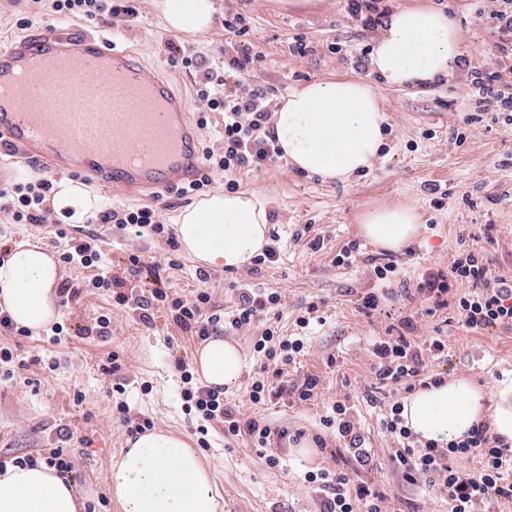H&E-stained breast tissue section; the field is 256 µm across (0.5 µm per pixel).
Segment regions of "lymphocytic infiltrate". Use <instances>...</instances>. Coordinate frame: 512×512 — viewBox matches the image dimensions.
I'll return each mask as SVG.
<instances>
[{
    "label": "lymphocytic infiltrate",
    "mask_w": 512,
    "mask_h": 512,
    "mask_svg": "<svg viewBox=\"0 0 512 512\" xmlns=\"http://www.w3.org/2000/svg\"><path fill=\"white\" fill-rule=\"evenodd\" d=\"M46 12L52 17L86 21L137 15L130 0H46ZM257 59L256 53L245 48L239 55L225 60L223 66L204 68L202 79L196 83V93L208 112L223 114L224 149L220 152L204 149L201 178L179 187V194L202 191L211 184L215 172L257 171L281 158L282 150L271 122L274 94L268 87L246 82L249 69ZM469 93L477 107L496 104L505 124H512V94L502 89L500 74L472 72ZM53 193L54 184L49 179L1 187L0 209L10 211L16 223L38 224L51 210ZM94 220L115 225L136 238L158 235L166 230L156 210L150 206H111L99 211ZM58 236L64 241L59 254L62 263L81 268L100 266L102 254L94 235L73 237L62 230ZM127 272L124 279L101 273L96 276L94 285L111 290L116 304L123 306L128 302L127 279L145 275L158 277L159 268L145 264L141 255L133 252L127 257ZM210 278L208 271L197 269L199 287L191 299L167 288L149 289L136 300L140 320L151 322V308L164 304L169 306L179 326L205 339L221 327L241 329L281 301L279 292L239 284L234 288L236 299L231 310L219 309L208 314L204 306L211 300L206 290ZM415 292L422 298L425 312L430 316L451 307L465 325L473 329L491 331L512 324V281L503 277L489 279L487 262L478 252H460L447 272L427 268ZM401 327L398 335L379 337L371 343L376 359L374 376L379 385L402 382L412 368L425 369L433 362L448 358L444 341L437 336L420 334L414 317H404ZM254 350L263 355L268 373L253 381L246 394L247 403L253 407L275 397L273 379L281 377L283 366L294 363L304 353L305 345L301 337L287 338L269 329L255 342ZM183 380L188 384L184 396L189 408L204 421L223 424L225 438L248 440L268 466L279 465V456L271 450L272 440L286 438V431H272L259 419L227 407L221 388L194 382L192 373H184ZM366 402L378 409L380 428L397 442L391 459L404 482L436 488L447 501L448 512H488L499 503H512V446L502 437L489 434L487 424L478 423L465 440L445 448L433 442L421 445L404 421L402 404L384 402L373 394L367 395ZM352 411V405L336 400L323 423L335 431L338 442L356 466L364 468L371 464L372 456L355 426ZM474 457L480 460L476 469L468 465L469 459ZM304 480L321 496L319 512H387L385 494L364 483L351 484L345 474L309 471Z\"/></svg>",
    "instance_id": "lymphocytic-infiltrate-1"
}]
</instances>
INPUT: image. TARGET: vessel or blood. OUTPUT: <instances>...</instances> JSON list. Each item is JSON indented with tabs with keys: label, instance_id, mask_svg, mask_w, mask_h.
<instances>
[{
	"label": "vessel or blood",
	"instance_id": "1",
	"mask_svg": "<svg viewBox=\"0 0 512 512\" xmlns=\"http://www.w3.org/2000/svg\"><path fill=\"white\" fill-rule=\"evenodd\" d=\"M0 146L157 199L203 171L201 130L169 74L78 20L48 23L0 48Z\"/></svg>",
	"mask_w": 512,
	"mask_h": 512
}]
</instances>
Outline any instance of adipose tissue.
<instances>
[{
  "mask_svg": "<svg viewBox=\"0 0 512 512\" xmlns=\"http://www.w3.org/2000/svg\"><path fill=\"white\" fill-rule=\"evenodd\" d=\"M169 31L194 36L214 23V0H154ZM464 57L458 28L449 14L425 5L393 10L371 48L373 73L394 87L425 86L451 77ZM386 115L371 84L350 77L309 82L292 89L276 114L274 133L294 168L326 181H345L370 170L385 145ZM99 196L64 179L55 185L52 207L67 222L96 214ZM174 222L184 251L210 266L238 268L268 242L264 202L248 191L215 192L180 211ZM420 216L411 207L374 209L361 232L375 247L400 251L418 234ZM58 267L40 245L25 242L0 265V306L33 331L57 314ZM211 386L235 383L246 366L242 353L223 338H211L197 356ZM403 417L419 441L448 445L464 440L474 424L512 444V381L484 397L470 381L455 379L416 391ZM109 491L122 512H224L208 470L186 442L155 431L129 441L109 475ZM71 483L39 463L7 465L0 473V512H78Z\"/></svg>",
  "mask_w": 512,
  "mask_h": 512,
  "instance_id": "obj_1",
  "label": "adipose tissue"
}]
</instances>
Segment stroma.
<instances>
[{
  "mask_svg": "<svg viewBox=\"0 0 512 512\" xmlns=\"http://www.w3.org/2000/svg\"><path fill=\"white\" fill-rule=\"evenodd\" d=\"M420 4L439 7L456 21L467 50L468 69L425 88H392L376 82L372 73H359L352 50L371 45L379 30L365 31L350 18L345 0H313L303 11L278 12L270 0H217L218 15L205 34L190 38L165 34L152 0H135L138 15L130 22L107 25L87 22L92 33L117 40L138 52L152 66L172 72L182 83L191 114L203 109L196 95V72L181 63L182 56L202 57L213 63L224 59L225 44L252 47L262 57L255 62L250 82L274 89L277 97L315 79L362 77L375 82L389 117V134L379 160L368 172L346 182H325L298 172L286 161L259 171H236L241 190L259 196L268 211L269 230L279 234L277 262L251 263L227 270L211 267L208 284L210 310L231 308L236 283L282 291L276 307L249 327L226 333L246 366L235 387L225 393L226 403L240 404L262 361L253 348L266 325L294 334L296 320L309 304H317L323 324H312L307 349L283 378L281 397L256 407L255 414L271 428L301 433L300 442L287 444L279 467L268 468L249 444L225 440L221 429L210 430L208 449L198 446V414L188 412L181 396L183 384L176 360L192 363L201 343L172 320L167 308H155L152 324L138 313L114 307L109 291L93 287L88 269L61 268L62 284H80L79 299L60 307L61 335L51 329L29 337L0 335V348L27 357L41 355L45 362L20 371L14 380H0V459L48 455L64 446L72 462L68 475L81 503L80 512H122L111 498L108 477L113 462L129 435L116 406L127 402L145 413L155 429L172 433L196 449L209 471L213 486L224 498V512H315V495L303 476L314 464L347 474L351 483H367L386 493L390 512H445L446 505L432 492L402 483L391 460L392 438L382 432L377 415L364 395L374 382L373 361L366 340L387 330L417 310L416 302L401 297L415 288L427 267L450 270L459 252L482 253L493 278H512V126L495 111L475 113L469 100L467 72H501L512 85V68L497 49L499 35L488 22L476 19L475 9L492 13L497 0H384L388 9ZM245 11L248 31L227 38L224 18ZM45 24L47 17L37 0H0V46L23 35L26 27ZM311 46L306 56L295 54L296 39ZM66 171L43 161L29 162L0 150V183L60 180ZM446 190L436 199L431 186ZM408 205L418 210L422 224L409 251L392 254L378 250L361 233V216L376 207ZM106 264L122 272L131 252H139L159 267L162 279L189 296L198 282L197 261L184 250L170 247L165 238H130L109 224L94 227ZM320 238L321 250L309 242ZM361 254L354 264L340 266L337 254L352 242ZM177 269H170L169 261ZM396 261L389 279L378 280L375 263ZM389 288L394 298L383 301L380 312L359 313L357 299L373 288ZM111 314L112 333L103 338L95 327L101 315ZM421 334H441L448 341V360L434 365L438 377L464 378L484 393L512 378V326L476 332L445 309L419 320ZM123 368L117 379L124 393L114 392V378L103 374L112 354ZM337 356L338 367L327 364ZM320 380L317 397L304 404L293 402L290 388L307 376ZM348 398L357 408L365 444L375 467L356 468L344 448L322 422L333 401ZM71 438L60 441V431ZM327 443L313 449L315 437ZM309 456H301V447Z\"/></svg>",
  "mask_w": 512,
  "mask_h": 512,
  "instance_id": "obj_1",
  "label": "stroma"
}]
</instances>
